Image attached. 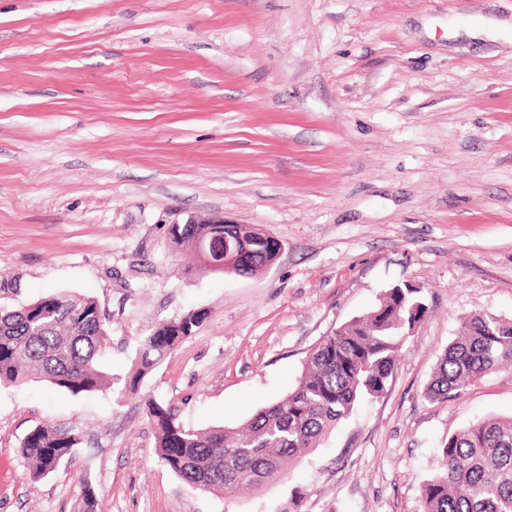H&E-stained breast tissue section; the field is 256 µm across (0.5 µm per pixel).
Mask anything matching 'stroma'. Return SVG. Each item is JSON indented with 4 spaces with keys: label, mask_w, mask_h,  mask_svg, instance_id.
I'll return each instance as SVG.
<instances>
[{
    "label": "stroma",
    "mask_w": 512,
    "mask_h": 512,
    "mask_svg": "<svg viewBox=\"0 0 512 512\" xmlns=\"http://www.w3.org/2000/svg\"><path fill=\"white\" fill-rule=\"evenodd\" d=\"M191 215L281 254L186 270ZM4 280L0 304L98 300L119 386L157 323L206 319L134 392L0 385V512H421L448 436L512 416V366L425 396L464 318L512 319V0H0ZM399 283L428 313L385 393L287 479L219 499L158 460L147 400L237 427ZM43 423L82 443L35 482L20 442Z\"/></svg>",
    "instance_id": "1"
}]
</instances>
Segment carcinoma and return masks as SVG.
Masks as SVG:
<instances>
[{
    "label": "carcinoma",
    "mask_w": 512,
    "mask_h": 512,
    "mask_svg": "<svg viewBox=\"0 0 512 512\" xmlns=\"http://www.w3.org/2000/svg\"><path fill=\"white\" fill-rule=\"evenodd\" d=\"M171 235L190 269L213 270L200 244L222 236L254 250L257 263L245 275L274 261L278 247L259 239L252 224H174ZM426 314L419 289L393 285L367 313L322 337L288 394L257 410L242 429L192 430L175 407L148 401L158 459L204 493L222 497L232 490L266 489L318 448L361 399L385 391L404 343ZM205 318V311L192 310L155 326L141 339L123 390L136 389ZM108 331L109 316L98 301L76 293H52L18 307L0 305V384L40 379L72 395L110 392L112 375L99 365ZM508 363L512 321L474 313L440 357L425 396L455 400ZM80 443L74 427L45 423L30 430L20 447L33 481L55 472ZM421 503L422 512H512V417L485 419L449 436L434 475L422 485Z\"/></svg>",
    "instance_id": "obj_1"
}]
</instances>
